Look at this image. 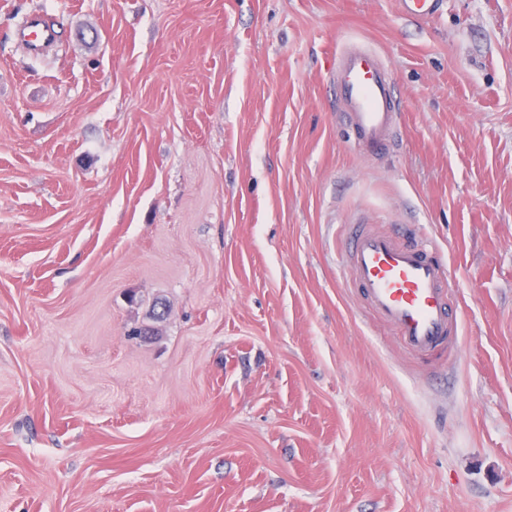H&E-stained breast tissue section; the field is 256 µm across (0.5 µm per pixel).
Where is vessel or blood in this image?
<instances>
[{
  "label": "vessel or blood",
  "instance_id": "1",
  "mask_svg": "<svg viewBox=\"0 0 512 512\" xmlns=\"http://www.w3.org/2000/svg\"><path fill=\"white\" fill-rule=\"evenodd\" d=\"M56 34L37 12L16 29L18 39L35 55L52 45ZM329 80L340 119L359 153L390 152L401 124V102L389 62L366 41L352 39L337 47ZM347 266L353 285L409 349L427 355L456 344L458 317L448 299L451 270L430 245L398 231L356 224Z\"/></svg>",
  "mask_w": 512,
  "mask_h": 512
}]
</instances>
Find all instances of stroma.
<instances>
[{
  "label": "stroma",
  "instance_id": "1",
  "mask_svg": "<svg viewBox=\"0 0 512 512\" xmlns=\"http://www.w3.org/2000/svg\"><path fill=\"white\" fill-rule=\"evenodd\" d=\"M352 37L382 158L336 120ZM349 224L447 259L459 351L369 313ZM0 512H512V0H0ZM55 27L47 26L38 12L28 14L16 29L17 38L32 54L40 55L56 40ZM329 80L337 112L359 153H389L401 124V102L389 62L366 41L351 39L336 48Z\"/></svg>",
  "mask_w": 512,
  "mask_h": 512
}]
</instances>
